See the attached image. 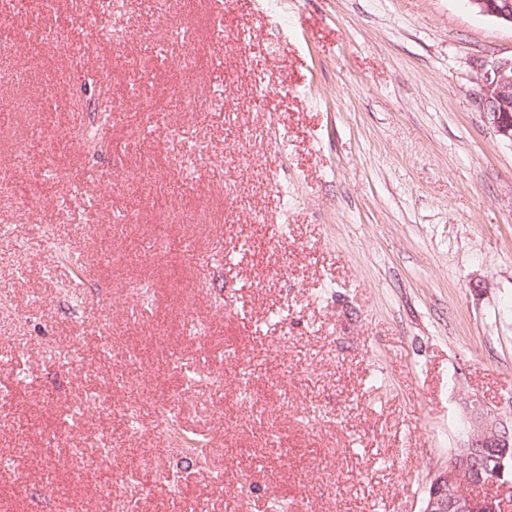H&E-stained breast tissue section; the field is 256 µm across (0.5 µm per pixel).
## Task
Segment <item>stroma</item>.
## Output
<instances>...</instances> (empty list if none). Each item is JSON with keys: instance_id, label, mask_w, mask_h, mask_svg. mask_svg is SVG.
I'll list each match as a JSON object with an SVG mask.
<instances>
[{"instance_id": "1", "label": "stroma", "mask_w": 512, "mask_h": 512, "mask_svg": "<svg viewBox=\"0 0 512 512\" xmlns=\"http://www.w3.org/2000/svg\"><path fill=\"white\" fill-rule=\"evenodd\" d=\"M98 2L52 20L112 86L110 150L65 147L84 117L59 57L0 64V102L35 131L21 156L0 136V512H112L98 479L130 468L142 512H421L469 400L512 427V145L472 99L512 27L468 0H280L278 21L265 0H122L137 12L114 48ZM171 21L197 63L155 56ZM184 86L223 107L186 111ZM42 224L77 270H46ZM73 343L79 365L46 360ZM199 357L217 386L179 369ZM91 388L104 409L58 431ZM166 418L209 438L205 458ZM99 438L120 455L90 453Z\"/></svg>"}]
</instances>
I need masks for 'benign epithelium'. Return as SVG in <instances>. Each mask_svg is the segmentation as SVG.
Listing matches in <instances>:
<instances>
[{"mask_svg": "<svg viewBox=\"0 0 512 512\" xmlns=\"http://www.w3.org/2000/svg\"><path fill=\"white\" fill-rule=\"evenodd\" d=\"M469 3L479 13L512 26V0H469ZM473 95L479 111L496 135L512 144V56L480 64ZM469 414L477 432L469 436L459 454L436 471L422 512H448L450 507L454 512H498L490 499L462 495L460 483L467 467L469 448L502 449L497 454V462L499 468H504L512 447V429L499 415L477 401L469 404Z\"/></svg>", "mask_w": 512, "mask_h": 512, "instance_id": "1", "label": "benign epithelium"}]
</instances>
